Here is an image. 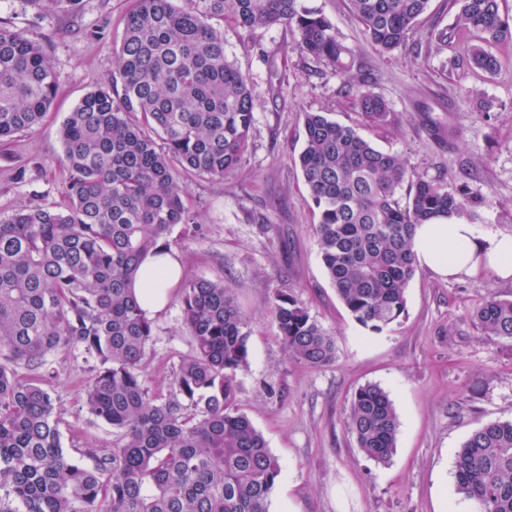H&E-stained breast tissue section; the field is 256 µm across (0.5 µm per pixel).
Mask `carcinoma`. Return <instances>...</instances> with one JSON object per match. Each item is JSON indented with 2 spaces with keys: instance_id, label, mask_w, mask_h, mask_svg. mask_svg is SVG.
<instances>
[{
  "instance_id": "1",
  "label": "carcinoma",
  "mask_w": 512,
  "mask_h": 512,
  "mask_svg": "<svg viewBox=\"0 0 512 512\" xmlns=\"http://www.w3.org/2000/svg\"><path fill=\"white\" fill-rule=\"evenodd\" d=\"M349 2L369 46L391 54L430 0ZM456 5L455 27L434 28V46L471 36L470 64L494 72L490 48L512 45V20L500 0ZM224 18L249 36L287 28L297 51L336 68L367 125L386 122L367 74L345 62L331 22L303 0H130L112 84L88 92L59 127L66 204L23 205L0 218V512H269L282 470L237 399L251 318L224 280L180 282L193 345L164 393L147 382L154 326L130 288L148 252L170 249L174 226L203 233L180 174L222 179L247 152L256 104L250 76L228 61L214 26ZM56 86L45 45L0 21L1 144L40 124ZM304 131L299 164L326 276L352 318L381 333L406 311L416 225L488 199L410 179L401 156L324 112L304 113ZM270 315L289 357L310 368L336 360L335 339L292 294L276 295ZM474 319L483 335L512 340V300L492 293ZM60 351L95 363L83 404L115 435L110 448L76 449L90 465L62 445ZM398 427L383 388L355 391L347 428L366 458L388 463ZM456 483L478 512H512V420L468 436Z\"/></svg>"
}]
</instances>
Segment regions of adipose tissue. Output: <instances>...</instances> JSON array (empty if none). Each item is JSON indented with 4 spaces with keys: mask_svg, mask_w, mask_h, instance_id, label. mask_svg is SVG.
<instances>
[{
    "mask_svg": "<svg viewBox=\"0 0 512 512\" xmlns=\"http://www.w3.org/2000/svg\"><path fill=\"white\" fill-rule=\"evenodd\" d=\"M412 249L417 263L437 276L449 279L492 270L512 278V235L477 236L472 225L460 220L437 219L417 225ZM181 266L174 254L148 255L134 288L147 315H155L167 303L168 292L179 281Z\"/></svg>",
    "mask_w": 512,
    "mask_h": 512,
    "instance_id": "adipose-tissue-1",
    "label": "adipose tissue"
}]
</instances>
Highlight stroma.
<instances>
[{
	"instance_id": "obj_1",
	"label": "stroma",
	"mask_w": 512,
	"mask_h": 512,
	"mask_svg": "<svg viewBox=\"0 0 512 512\" xmlns=\"http://www.w3.org/2000/svg\"><path fill=\"white\" fill-rule=\"evenodd\" d=\"M328 18L348 63L372 76L388 121L366 126L335 69L292 50V35L273 27L246 36L221 22L229 61L247 72L256 100L254 127L241 167L224 180L188 175L186 203L200 215L202 238L176 225L169 241L186 279H223L253 319L250 366L237 376L238 400L278 460L282 476L269 512H477L456 490V456L472 431L512 419V341L485 336L473 312L488 293L512 299V279L492 272L443 279L418 269L406 288L404 315L381 334L347 312L330 284L313 226L318 213L298 155L303 115L325 112L378 149L399 154L410 175L488 196L470 222L477 234L512 233V48L497 50L494 73L459 68L468 43L444 50L431 27H454L448 0H430L407 46L372 50L347 0H304ZM128 0H83L78 15L44 12L31 0H0V19L42 41L57 73L50 110L39 127L0 145V217L17 206L60 205L68 178L58 127L94 88L112 80ZM107 24L106 38L91 30ZM293 294L335 337V362L312 369L289 358L269 308ZM150 386H167L190 351L177 292L153 318ZM56 408L64 448L112 444L111 427L82 407L95 370L78 354H59ZM373 383L397 410V448L389 464L365 458L345 423L353 393Z\"/></svg>"
}]
</instances>
